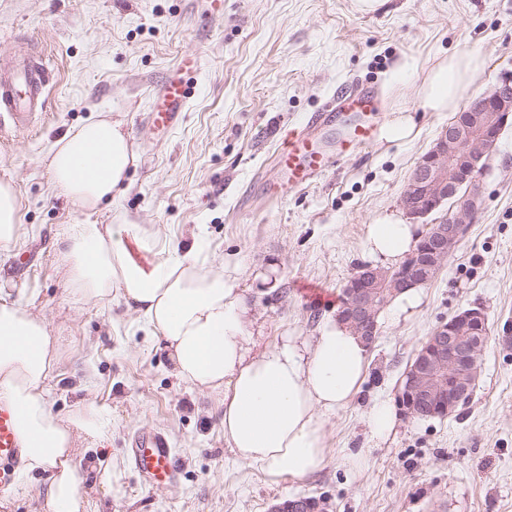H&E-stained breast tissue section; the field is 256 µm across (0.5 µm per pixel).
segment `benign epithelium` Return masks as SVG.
<instances>
[{
    "mask_svg": "<svg viewBox=\"0 0 512 512\" xmlns=\"http://www.w3.org/2000/svg\"><path fill=\"white\" fill-rule=\"evenodd\" d=\"M511 116L512 76H505L448 123L412 172L402 196L409 216H426L453 198L456 208L430 225L397 268L365 265L346 283L338 317L367 344L378 336L380 311L406 288L432 282L466 235L473 210L458 191L465 185L476 187L482 160ZM488 341L487 318L478 308L462 309L437 326L405 373L399 396L405 412L412 417H445L467 405ZM310 505V500L295 497L274 507V512H311Z\"/></svg>",
    "mask_w": 512,
    "mask_h": 512,
    "instance_id": "benign-epithelium-1",
    "label": "benign epithelium"
}]
</instances>
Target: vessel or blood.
Listing matches in <instances>:
<instances>
[{
	"instance_id": "b4317fda",
	"label": "vessel or blood",
	"mask_w": 512,
	"mask_h": 512,
	"mask_svg": "<svg viewBox=\"0 0 512 512\" xmlns=\"http://www.w3.org/2000/svg\"><path fill=\"white\" fill-rule=\"evenodd\" d=\"M192 59L184 60L181 74L162 86L150 113L154 127H173L189 98ZM49 74L35 57L24 55L0 65V131L5 127L27 128L43 111ZM377 97L374 93L338 92L321 109L289 130L275 156L277 176L265 183L263 191L273 199L286 198L295 189L308 187L343 157L375 142L379 135ZM13 407L0 403V490L13 486L12 464L22 453L15 429ZM132 461L150 482H171L177 461L166 440L156 434L139 438Z\"/></svg>"
}]
</instances>
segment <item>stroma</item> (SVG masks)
I'll use <instances>...</instances> for the list:
<instances>
[{"label": "stroma", "mask_w": 512, "mask_h": 512, "mask_svg": "<svg viewBox=\"0 0 512 512\" xmlns=\"http://www.w3.org/2000/svg\"><path fill=\"white\" fill-rule=\"evenodd\" d=\"M24 45L53 74L44 114L0 134V182L16 193L24 232L0 249V303L43 316L60 356L50 408L69 415L85 398L112 416L111 454L77 449L74 463L97 512H270L286 499H326L329 512H512V122L479 176L474 216L438 277L407 318L378 316L368 376L327 426L328 459L317 473L268 484L224 442V410L176 374L164 341L120 297L74 299L57 261L64 224L153 225L187 247L237 262L267 341L284 331L316 335L334 317L346 282L372 264L367 227L402 212L409 178L453 115L424 112L412 83L390 76L437 57L478 52L476 93L512 73V0H0V57ZM198 69L190 102L170 130L149 118L154 93L185 56ZM381 95L380 120L414 112L409 141L377 140L340 160L308 188L271 200L272 155L288 130L336 92L360 82ZM120 113L136 154L111 208L73 211L52 185L45 156L71 128ZM479 307L489 342L470 402L447 418L398 411L372 436L379 402L396 406L399 383L427 336L458 310ZM160 433L179 465L175 482L149 484L133 467L132 439ZM364 448L350 472L344 455ZM119 472L121 493L100 482Z\"/></svg>", "instance_id": "obj_1"}]
</instances>
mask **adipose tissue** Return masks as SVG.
Returning a JSON list of instances; mask_svg holds the SVG:
<instances>
[{
    "label": "adipose tissue",
    "instance_id": "adipose-tissue-1",
    "mask_svg": "<svg viewBox=\"0 0 512 512\" xmlns=\"http://www.w3.org/2000/svg\"><path fill=\"white\" fill-rule=\"evenodd\" d=\"M480 55L454 53L427 70L404 61L395 82L418 74L422 111L453 112L473 93ZM135 161L121 121L101 114L65 133L46 156L53 186L75 209L97 211L120 193ZM159 254L151 268L129 258L125 239ZM419 240L416 225L393 213L367 229L369 252L404 259ZM58 255L79 300L110 302L120 295L166 343L177 375L224 407V441L242 464L279 483L320 470L328 457L327 425L353 401L368 370V347L350 327L331 319L316 336L284 332L259 345V316L241 285L237 264L209 262L197 247L179 248L144 224H65ZM58 342L44 317L19 303L0 304V401L16 410L25 443L24 474L42 472L50 512H93L74 466L78 442L105 447L110 412L82 401L67 417L54 415L46 380Z\"/></svg>",
    "mask_w": 512,
    "mask_h": 512
}]
</instances>
